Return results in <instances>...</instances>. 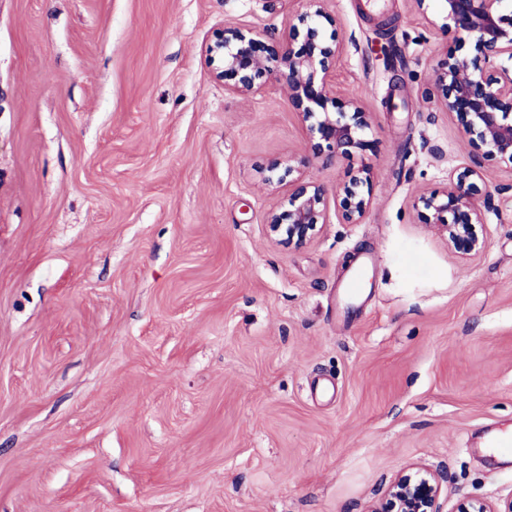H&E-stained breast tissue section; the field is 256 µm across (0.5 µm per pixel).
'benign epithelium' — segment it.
<instances>
[{"instance_id":"benign-epithelium-1","label":"benign epithelium","mask_w":512,"mask_h":512,"mask_svg":"<svg viewBox=\"0 0 512 512\" xmlns=\"http://www.w3.org/2000/svg\"><path fill=\"white\" fill-rule=\"evenodd\" d=\"M307 9L289 28V37L302 39L295 52L277 42L263 41L252 28L227 26L202 48L216 79L234 80L242 96L256 93L268 80L286 85L288 102L309 132L311 156L290 153L268 166V183L288 181L290 189L280 208L268 217L270 236L290 248L305 245L326 223L324 187L304 173L310 158H349L367 145L370 113L352 98L339 108L331 86V69L340 52L335 35L325 36L333 23L326 0H306ZM431 23L475 40L470 56L449 55L434 71L433 100L453 114L462 133L481 154L512 164V0H439ZM370 170L353 171L336 188V218L341 224H360L372 201L364 191ZM493 195L489 176L479 163L455 172L438 190L423 192L416 205L431 213V224L456 252L470 256L484 252V211ZM441 477L425 466L395 478L367 512H438ZM458 512H512V496L497 502L473 498Z\"/></svg>"}]
</instances>
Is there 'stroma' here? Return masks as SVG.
Instances as JSON below:
<instances>
[{
    "instance_id": "1",
    "label": "stroma",
    "mask_w": 512,
    "mask_h": 512,
    "mask_svg": "<svg viewBox=\"0 0 512 512\" xmlns=\"http://www.w3.org/2000/svg\"><path fill=\"white\" fill-rule=\"evenodd\" d=\"M304 9L0 0V512H366L418 463L440 512L512 495L479 451L512 429V165L484 163L481 254L414 204L475 156L431 99L474 40L437 0H329L336 102L372 126L307 172L332 195L370 166L372 206L286 248L266 167L308 132L282 83L240 96L201 48Z\"/></svg>"
}]
</instances>
